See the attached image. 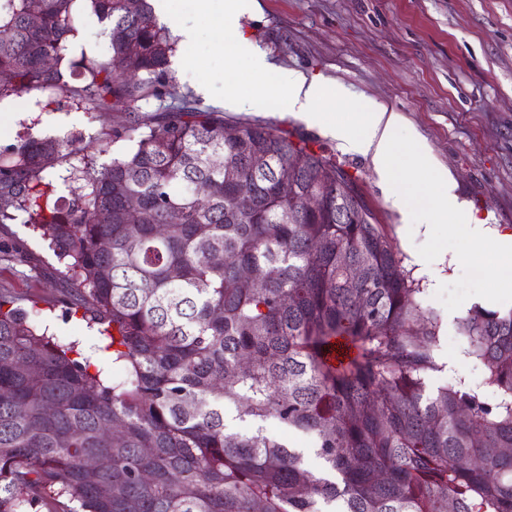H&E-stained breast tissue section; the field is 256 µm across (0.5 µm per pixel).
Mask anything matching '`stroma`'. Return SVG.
<instances>
[{
  "label": "stroma",
  "instance_id": "stroma-1",
  "mask_svg": "<svg viewBox=\"0 0 512 512\" xmlns=\"http://www.w3.org/2000/svg\"><path fill=\"white\" fill-rule=\"evenodd\" d=\"M169 2L170 14L159 24L172 29L186 23L198 33L195 44L176 47L170 66L175 82L193 90L207 84L202 105L223 110L227 120H258L326 144L356 177L419 288L420 302L437 317L438 369L430 389L482 387L486 368L448 315L464 317L489 288V279L471 275L474 265L489 266L488 255L455 226L431 223L419 213L403 215L372 157L346 150L324 126L293 117L275 85L278 71L294 70L398 113L402 147L424 144L473 219L512 234V0H255L239 26L272 66L263 76L244 59L225 68L215 19L200 14L195 0ZM107 50L106 26L89 12L64 55L70 61ZM232 94L259 100L238 110L224 103ZM18 108L24 114L0 136V149L78 133L88 142L128 119L123 112L99 116L50 105L39 93L1 101L0 115ZM419 252L429 253V267L416 264ZM63 270L24 219L0 224V292L37 299L39 327L59 342H77L85 356L100 351L105 341L96 330L63 315L59 301L70 288Z\"/></svg>",
  "mask_w": 512,
  "mask_h": 512
}]
</instances>
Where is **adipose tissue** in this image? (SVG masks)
<instances>
[{
  "label": "adipose tissue",
  "mask_w": 512,
  "mask_h": 512,
  "mask_svg": "<svg viewBox=\"0 0 512 512\" xmlns=\"http://www.w3.org/2000/svg\"><path fill=\"white\" fill-rule=\"evenodd\" d=\"M251 8L250 0H226L218 29L224 37L227 62L232 64L244 58L254 72L263 74L269 71V63L243 37L238 26L239 17ZM278 84L286 92L293 114L309 123H320L326 105L351 113V121L330 125V132L348 150L373 153L378 174L389 186L390 198L401 212L415 208L427 211L433 222L456 224L486 250L491 256L495 286L488 289L484 298L512 305V235L497 233L475 222L453 195L447 174H438L429 188L417 181V174L432 169L430 152L417 142L411 144L408 152H401L397 137L400 121L396 113L369 99L355 98L320 81L307 79L293 70L280 72Z\"/></svg>",
  "instance_id": "adipose-tissue-1"
}]
</instances>
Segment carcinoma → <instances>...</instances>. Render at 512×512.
Segmentation results:
<instances>
[{"mask_svg": "<svg viewBox=\"0 0 512 512\" xmlns=\"http://www.w3.org/2000/svg\"><path fill=\"white\" fill-rule=\"evenodd\" d=\"M81 1L109 47L70 62L71 83ZM174 52L150 0H0V100L135 115L96 142L129 149L69 170L67 204L52 176L82 138L0 152V222L28 214L65 262L64 316L103 328L123 372L105 382L0 294V512H512V311L460 324L493 399L429 390L437 323L344 162L259 121L224 139V112L172 80ZM269 419L313 439L321 474ZM91 456L109 467L88 476Z\"/></svg>", "mask_w": 512, "mask_h": 512, "instance_id": "carcinoma-1", "label": "carcinoma"}]
</instances>
